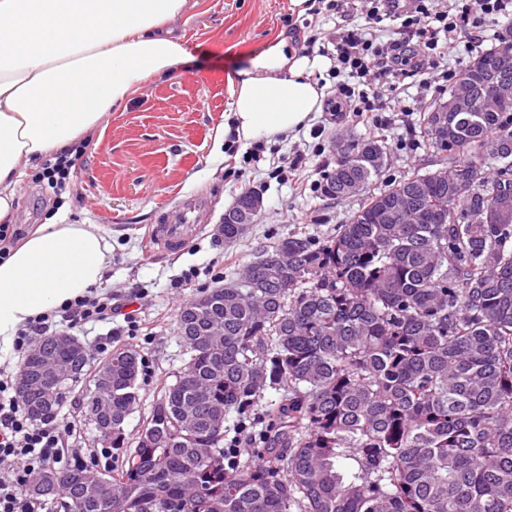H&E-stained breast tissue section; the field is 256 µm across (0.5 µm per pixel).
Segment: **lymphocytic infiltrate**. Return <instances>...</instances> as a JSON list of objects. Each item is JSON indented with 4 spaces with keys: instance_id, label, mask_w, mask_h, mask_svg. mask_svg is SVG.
I'll return each mask as SVG.
<instances>
[{
    "instance_id": "1",
    "label": "lymphocytic infiltrate",
    "mask_w": 512,
    "mask_h": 512,
    "mask_svg": "<svg viewBox=\"0 0 512 512\" xmlns=\"http://www.w3.org/2000/svg\"><path fill=\"white\" fill-rule=\"evenodd\" d=\"M369 2L368 27L337 32L330 69L336 77L332 85L334 111L369 119L385 109L369 88L371 80L416 76L426 88L439 79L451 81L455 73L444 64L457 52L455 32L468 33L477 44L500 15L512 13V0H448L444 9L438 0ZM390 17L399 19L402 30L416 37V44L380 42L374 26ZM84 149L80 143L71 152L46 159L34 171L33 181L60 194ZM112 313L111 303L92 296L75 299L56 311L72 326L107 321ZM17 394V376L0 371V512H42V501L25 491L31 474L49 464L68 468L80 464L82 457L69 448L57 419L32 421Z\"/></svg>"
}]
</instances>
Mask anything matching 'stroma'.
<instances>
[{
    "instance_id": "stroma-1",
    "label": "stroma",
    "mask_w": 512,
    "mask_h": 512,
    "mask_svg": "<svg viewBox=\"0 0 512 512\" xmlns=\"http://www.w3.org/2000/svg\"><path fill=\"white\" fill-rule=\"evenodd\" d=\"M361 12L340 17L323 11L300 16L290 11L289 0H187L171 28L191 55L164 80H147L118 111L110 113L98 147L87 148L73 181L65 192L62 212L66 222L93 224L112 246V262L101 285L102 293L123 305L124 314L112 321L76 330L84 344L97 341L129 345L143 357L138 379L139 401L125 423L135 436L147 416L157 388L174 383L187 356L178 335L180 304L212 288L214 272L231 280L245 263L269 249L279 237L296 230L323 235L357 209L356 199L336 201L312 191V181L333 163L332 142L338 132L366 133L353 114L317 113L309 127L272 143L260 162L245 153L240 143L233 165H226L224 149L214 140L231 103L229 79L245 67L249 52L271 36L287 32L301 52L317 55L309 36L319 41L341 26H367ZM406 102L413 112L393 103L391 88L378 81L373 89L391 108L382 115V135L391 153L380 185L426 159L419 136V110L437 96L424 91L418 78L406 81ZM301 158L293 179L277 176L280 162ZM246 190L260 194L263 206L258 221L233 244L214 234L224 212ZM190 194L206 196L211 214L202 232L183 250L164 253L147 240L149 225L159 223L176 203ZM52 197L22 176L17 187L14 223L33 228L48 223ZM192 282H185L186 273ZM80 390L66 394L57 415L68 428L69 445L89 453L98 448V433L90 421L75 418Z\"/></svg>"
}]
</instances>
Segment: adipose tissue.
I'll return each mask as SVG.
<instances>
[{
	"label": "adipose tissue",
	"instance_id": "adipose-tissue-1",
	"mask_svg": "<svg viewBox=\"0 0 512 512\" xmlns=\"http://www.w3.org/2000/svg\"><path fill=\"white\" fill-rule=\"evenodd\" d=\"M186 0H0V223L10 222L24 168L79 142L101 140L116 111L151 78L189 54L163 25ZM320 57L279 33L253 51L231 83L233 134L273 142L308 126L324 89ZM112 246L93 224H42L0 260V355L36 317L90 294L103 281Z\"/></svg>",
	"mask_w": 512,
	"mask_h": 512
}]
</instances>
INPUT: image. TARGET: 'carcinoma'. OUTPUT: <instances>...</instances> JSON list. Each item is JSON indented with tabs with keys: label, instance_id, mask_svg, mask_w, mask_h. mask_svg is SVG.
<instances>
[{
	"label": "carcinoma",
	"instance_id": "cac0c4a2",
	"mask_svg": "<svg viewBox=\"0 0 512 512\" xmlns=\"http://www.w3.org/2000/svg\"><path fill=\"white\" fill-rule=\"evenodd\" d=\"M491 76L512 94V50L479 51L420 116L440 168L377 193L385 139L336 135L323 192L358 209L181 305L189 360L144 422L163 437L124 430L139 350L85 358L40 337L56 376L19 396L24 411L51 417L84 384L80 413L112 416L117 459L97 498L87 465L33 473L51 477L36 497L64 494L65 512H512V97L486 107ZM84 364L110 371L105 392ZM185 411L196 428H179Z\"/></svg>",
	"mask_w": 512,
	"mask_h": 512
}]
</instances>
